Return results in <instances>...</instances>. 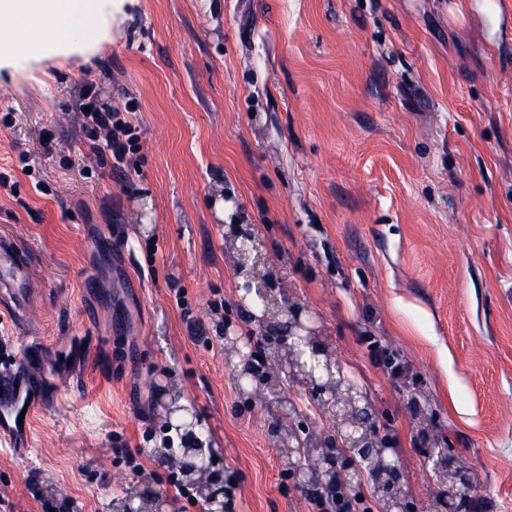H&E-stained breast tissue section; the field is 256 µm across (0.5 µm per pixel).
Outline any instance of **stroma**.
Segmentation results:
<instances>
[{"mask_svg":"<svg viewBox=\"0 0 512 512\" xmlns=\"http://www.w3.org/2000/svg\"><path fill=\"white\" fill-rule=\"evenodd\" d=\"M497 2L139 0L92 65L0 89V232L43 281L44 343L85 347L29 460L0 445V512H112L130 485L203 512L152 454L189 433L238 484L224 512H310L224 365V326L252 329L233 221L320 314L416 512L441 495L426 423L474 475L471 512H512V0ZM90 101L137 131L121 167L92 162ZM109 234L117 253L96 246ZM90 275L114 281L109 304L87 308ZM124 307L140 337L116 325ZM163 386L192 432L162 417Z\"/></svg>","mask_w":512,"mask_h":512,"instance_id":"35a3bbf8","label":"stroma"}]
</instances>
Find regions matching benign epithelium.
<instances>
[{
    "instance_id": "7a95c632",
    "label": "benign epithelium",
    "mask_w": 512,
    "mask_h": 512,
    "mask_svg": "<svg viewBox=\"0 0 512 512\" xmlns=\"http://www.w3.org/2000/svg\"><path fill=\"white\" fill-rule=\"evenodd\" d=\"M226 237L244 277L239 304L250 308L258 329L251 336H241L226 327L224 345L233 356L230 366L238 391L250 402L260 400L273 423L288 424L274 441L288 461L290 477L305 492L329 501L334 512H349L364 485L374 489L382 512H414L397 450L382 433L371 402L345 385L343 365L322 336L319 317L280 288L284 275L266 269L264 245L253 225L230 224ZM278 317L282 318V331L268 334L265 321ZM259 349L275 360L271 364L262 357L264 370L254 361ZM287 383L297 385L323 409L334 423V435L323 439L307 426L298 415L295 399L285 390ZM161 406L167 423L190 425L184 408L165 401ZM336 448L345 449V455L337 456ZM423 451L431 471L456 472L453 485L443 492L446 512H467L473 479L458 467L454 449L426 437ZM207 452L201 443L189 441L182 449V461L165 459L159 466L178 465L182 481L197 489L207 512H224V486L210 475ZM169 502L166 495L148 487L136 489L125 499L122 512H169Z\"/></svg>"
}]
</instances>
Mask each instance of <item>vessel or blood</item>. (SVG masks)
Here are the masks:
<instances>
[{"label":"vessel or blood","instance_id":"b4317fda","mask_svg":"<svg viewBox=\"0 0 512 512\" xmlns=\"http://www.w3.org/2000/svg\"><path fill=\"white\" fill-rule=\"evenodd\" d=\"M0 314L18 330V355L0 370V441L11 447L33 445V418L48 404L42 381L71 390L80 379L71 369L74 352L47 359L34 334L40 318L38 292L34 287V263L28 251L10 235L0 233Z\"/></svg>","mask_w":512,"mask_h":512}]
</instances>
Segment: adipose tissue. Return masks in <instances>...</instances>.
Listing matches in <instances>:
<instances>
[{"instance_id":"adipose-tissue-1","label":"adipose tissue","mask_w":512,"mask_h":512,"mask_svg":"<svg viewBox=\"0 0 512 512\" xmlns=\"http://www.w3.org/2000/svg\"><path fill=\"white\" fill-rule=\"evenodd\" d=\"M138 0H0V84L49 61L90 63Z\"/></svg>"}]
</instances>
